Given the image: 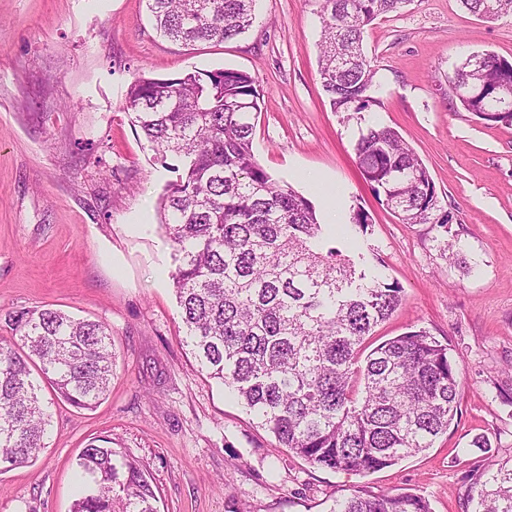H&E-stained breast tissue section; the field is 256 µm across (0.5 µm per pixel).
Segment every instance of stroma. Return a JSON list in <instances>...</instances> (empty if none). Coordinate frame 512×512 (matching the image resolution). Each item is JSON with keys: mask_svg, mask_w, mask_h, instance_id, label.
Instances as JSON below:
<instances>
[{"mask_svg": "<svg viewBox=\"0 0 512 512\" xmlns=\"http://www.w3.org/2000/svg\"><path fill=\"white\" fill-rule=\"evenodd\" d=\"M320 36V0H256L246 34L188 47L155 33L145 0H0V337L10 313L55 308L107 325L117 355L96 408L51 404L37 461L0 473V512H71L76 459L104 438L146 464L161 512H330L364 490L467 512L473 474L512 458V123L467 112L448 82L473 53L512 61V15L410 0L376 19L363 47L382 105L352 116L322 90ZM221 68L255 81L264 168L334 223L328 244L356 270L401 287L366 349L421 327L449 345L458 414L427 451L366 475L274 453L186 346L161 227L177 160L151 149L126 93L141 77ZM373 125L413 148L449 224H405L381 204L355 154ZM360 208L372 222L350 246Z\"/></svg>", "mask_w": 512, "mask_h": 512, "instance_id": "obj_1", "label": "stroma"}]
</instances>
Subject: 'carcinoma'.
Wrapping results in <instances>:
<instances>
[{"instance_id": "cac0c4a2", "label": "carcinoma", "mask_w": 512, "mask_h": 512, "mask_svg": "<svg viewBox=\"0 0 512 512\" xmlns=\"http://www.w3.org/2000/svg\"><path fill=\"white\" fill-rule=\"evenodd\" d=\"M410 0H321L319 76L335 112H366L375 68L365 28ZM487 20L512 14V0H459ZM156 32L192 45L232 40L252 27L255 0H146ZM449 83L462 107L482 118L512 100V61L476 53ZM260 93L234 69L142 77L127 110L145 138L181 165L162 198L172 242L171 274L185 342L201 370L232 389L284 448L313 466L366 474L432 447L458 414L459 380L448 345L411 330L375 347L367 336L399 306L402 288L364 282L350 260L325 249L313 204L282 185L253 151ZM361 172L405 224L432 220L438 196L427 167L390 127L360 134ZM0 339V466L34 463L45 448L54 396L91 410L109 390L116 352L98 322L52 308L8 317ZM71 512H160L145 465L110 446L77 458ZM472 512H512V459L477 476ZM330 512H430L407 493L355 494Z\"/></svg>"}]
</instances>
